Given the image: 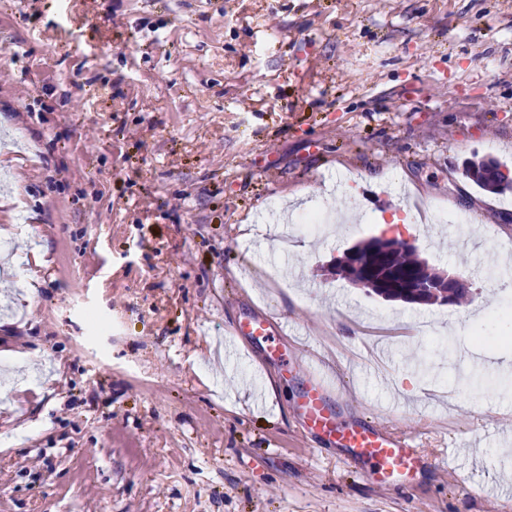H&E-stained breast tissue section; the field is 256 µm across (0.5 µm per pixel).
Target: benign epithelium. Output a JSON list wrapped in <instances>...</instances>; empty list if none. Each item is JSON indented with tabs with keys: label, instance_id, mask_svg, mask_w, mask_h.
Here are the masks:
<instances>
[{
	"label": "benign epithelium",
	"instance_id": "benign-epithelium-1",
	"mask_svg": "<svg viewBox=\"0 0 512 512\" xmlns=\"http://www.w3.org/2000/svg\"><path fill=\"white\" fill-rule=\"evenodd\" d=\"M412 248L413 242L403 234L384 232L334 258L327 272L333 278L346 280L385 299L410 304L423 303L430 296L446 303L449 289L467 287L458 275L441 271L427 278L413 269L393 265L398 251Z\"/></svg>",
	"mask_w": 512,
	"mask_h": 512
}]
</instances>
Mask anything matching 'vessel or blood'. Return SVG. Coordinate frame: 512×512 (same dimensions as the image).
Returning a JSON list of instances; mask_svg holds the SVG:
<instances>
[{
	"instance_id": "1",
	"label": "vessel or blood",
	"mask_w": 512,
	"mask_h": 512,
	"mask_svg": "<svg viewBox=\"0 0 512 512\" xmlns=\"http://www.w3.org/2000/svg\"><path fill=\"white\" fill-rule=\"evenodd\" d=\"M242 333L260 343L268 358L285 360L279 331L265 316L250 315ZM308 386L298 411L304 426L326 445L346 449L353 461L366 464V477L378 484L404 483L421 464L412 439L395 436L374 423H345L336 414L337 391L320 374L307 371Z\"/></svg>"
}]
</instances>
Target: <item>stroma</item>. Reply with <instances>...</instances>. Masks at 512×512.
<instances>
[{
  "instance_id": "1",
  "label": "stroma",
  "mask_w": 512,
  "mask_h": 512,
  "mask_svg": "<svg viewBox=\"0 0 512 512\" xmlns=\"http://www.w3.org/2000/svg\"><path fill=\"white\" fill-rule=\"evenodd\" d=\"M469 160L512 170V0H0V512H512V192ZM414 199L469 218L411 234L463 299L325 275ZM274 204L350 221L273 245ZM310 366L413 480L303 429ZM239 330L260 343L269 359L280 360L283 364L287 363L288 358H286L278 337L280 336L279 331L267 317L251 314L240 324L239 328H236L237 334Z\"/></svg>"
}]
</instances>
